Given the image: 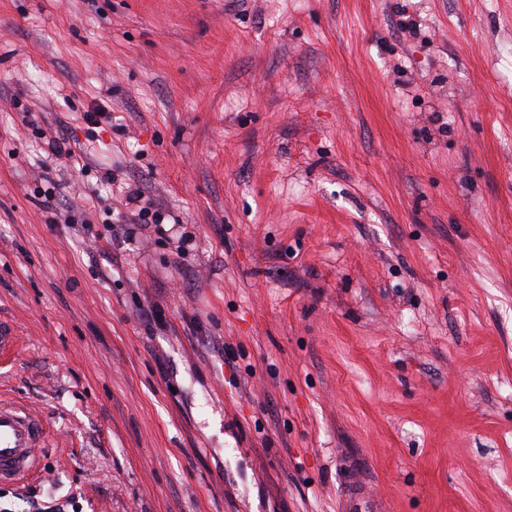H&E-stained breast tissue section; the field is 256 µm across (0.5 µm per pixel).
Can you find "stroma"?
<instances>
[{"label": "stroma", "mask_w": 512, "mask_h": 512, "mask_svg": "<svg viewBox=\"0 0 512 512\" xmlns=\"http://www.w3.org/2000/svg\"><path fill=\"white\" fill-rule=\"evenodd\" d=\"M0 322L14 512H512V0H0ZM133 217L129 219V223L125 224H147L145 226H150L148 224H153L155 227V232L157 234H164V231H167L164 228V222L168 217H171L173 220V224H178V219H175L171 216V214L167 213L162 207L155 206L152 203L147 204L146 206H140L137 208V212L132 214ZM45 438L41 419L0 401V485L16 483L38 471Z\"/></svg>", "instance_id": "obj_1"}]
</instances>
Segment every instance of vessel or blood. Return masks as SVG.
Here are the masks:
<instances>
[{"mask_svg": "<svg viewBox=\"0 0 512 512\" xmlns=\"http://www.w3.org/2000/svg\"><path fill=\"white\" fill-rule=\"evenodd\" d=\"M45 438L41 419L0 401V485L16 483L37 472Z\"/></svg>", "mask_w": 512, "mask_h": 512, "instance_id": "1", "label": "vessel or blood"}]
</instances>
